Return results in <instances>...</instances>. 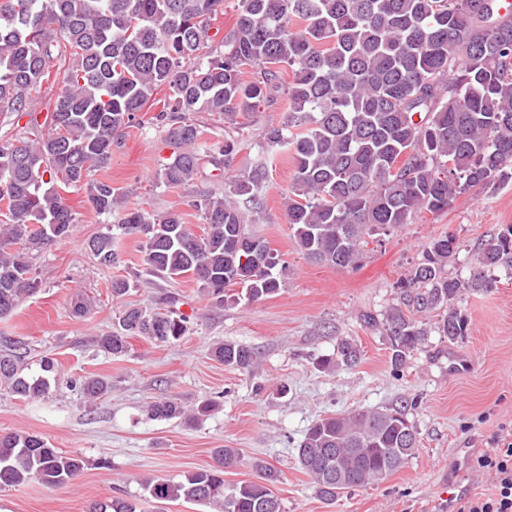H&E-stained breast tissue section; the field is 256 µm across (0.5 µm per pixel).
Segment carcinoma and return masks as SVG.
Masks as SVG:
<instances>
[{
	"mask_svg": "<svg viewBox=\"0 0 512 512\" xmlns=\"http://www.w3.org/2000/svg\"><path fill=\"white\" fill-rule=\"evenodd\" d=\"M499 10L500 0H239L235 23L219 37L210 30L224 0H0V112L28 117L26 126L0 138V207L9 219L0 224V318L37 291L34 256L71 232L76 217L64 198L71 188L86 189L98 213L120 211L117 227L142 240L149 272L191 275L216 307L224 306L231 286L251 301L279 293L288 260L246 229L263 212L264 168L225 181L222 195L194 196L191 207L205 224L200 236L181 213L125 208L120 189L92 178L161 85L171 90L168 111L220 112L229 119L284 90L286 120L263 131L267 150H285L294 165L284 221L302 255L338 270L360 267L366 238L421 212L444 213L476 187L512 181V18L496 24ZM53 69L64 75V86L45 103L41 122L35 95ZM164 132L175 151L157 180L186 185L200 168L202 131L180 117ZM238 149L237 140L225 138L210 155L212 164L229 161ZM87 248L101 267L122 263L109 231ZM458 249L452 232L431 240L421 261L395 282L394 303L383 317H365L385 339L394 373L431 333L450 342L468 334L456 304L463 294L490 287L489 272L512 270V224L483 244L464 278L448 275ZM188 322L174 312L129 308L96 343L124 355L133 337L179 341ZM213 355L239 370L256 361L251 349L230 342ZM361 359L357 341L342 336L316 367H353ZM57 368L43 356L39 371L29 374L23 354H1L0 389L41 399ZM110 389L102 377L80 382L90 401ZM412 405L316 420L296 451L318 494L333 501L346 489L384 479L392 456L395 470L403 468L419 447L408 418ZM217 406L206 399L187 411L160 399L149 414L195 422ZM214 457L213 465L178 483L147 479L148 502L157 508L182 497L218 512H284L270 489L279 480L275 469L257 460L255 479L228 488L224 472L239 455L216 448ZM83 468L81 453L54 448L39 434L0 433V487L31 481L64 487ZM89 512L141 509L113 497L92 503Z\"/></svg>",
	"mask_w": 512,
	"mask_h": 512,
	"instance_id": "carcinoma-1",
	"label": "carcinoma"
}]
</instances>
